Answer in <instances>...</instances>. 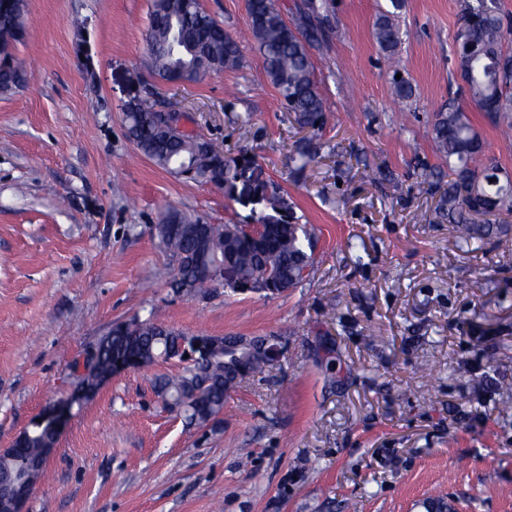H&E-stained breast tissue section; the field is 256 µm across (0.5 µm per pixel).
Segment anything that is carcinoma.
<instances>
[{
  "mask_svg": "<svg viewBox=\"0 0 512 512\" xmlns=\"http://www.w3.org/2000/svg\"><path fill=\"white\" fill-rule=\"evenodd\" d=\"M390 2L393 10L379 14L373 37L382 50L393 54L401 43L394 17L403 0ZM459 11L457 62L463 84L432 120L435 149L448 159V181L440 172H429L436 176L439 190L435 214L454 225L462 239L492 240L502 251L512 252L508 230L493 221L498 215L512 214V178L499 176L498 162L485 150L464 105L466 100L473 102L503 134L512 136V53L503 47L512 18L499 0H460ZM27 22V0H18L13 12L0 15V33L19 43ZM247 26L281 104L293 113L298 128L308 132L295 146L297 170L302 171L319 156L313 137L330 119L309 52L322 31L316 26L304 32L292 29L275 0H248ZM146 42L151 72L165 81L193 83L198 81V64L221 72L239 67L242 61L238 41L224 32L200 0H152ZM26 82V66L15 53L0 57L1 93H15ZM124 121L129 139L156 167L179 180L223 188L229 200L249 210L248 223L263 226L259 237L250 239L237 224H208L177 209L167 211L156 226V237L170 257L169 286L175 294L209 295L215 283L207 271L221 265L229 268L241 288L262 284L271 289L267 297L304 281L313 262L312 240L292 203L253 156L230 157L199 135L175 130L171 115L157 108L149 90L125 103ZM245 183L250 190L244 195ZM190 339L186 332L151 319L117 324L87 359L81 382L91 384L115 375L120 363L134 369L178 359L187 366L176 376L160 378L159 392L183 411L189 424H207L223 411L226 388L262 372L266 364L256 350L235 346L232 336L218 337L224 346L206 353L193 350ZM189 352L192 356L185 357Z\"/></svg>",
  "mask_w": 512,
  "mask_h": 512,
  "instance_id": "1",
  "label": "carcinoma"
}]
</instances>
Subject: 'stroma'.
Masks as SVG:
<instances>
[{
  "mask_svg": "<svg viewBox=\"0 0 512 512\" xmlns=\"http://www.w3.org/2000/svg\"><path fill=\"white\" fill-rule=\"evenodd\" d=\"M310 49L334 145L304 173L298 134L244 38L247 0H201L240 37L239 68L158 84L189 127L248 152L312 231L314 265L267 298L168 288L167 210L241 224L211 184L154 166L125 133L149 79L151 0H28L25 87L0 94V449L69 398L112 325L277 336L279 361L231 391L217 427L164 405L160 362L74 404L27 512H512V253L426 223L446 170L431 118L458 88L459 0H404L400 69L372 36L389 0H312ZM413 97L400 102L394 73Z\"/></svg>",
  "mask_w": 512,
  "mask_h": 512,
  "instance_id": "stroma-1",
  "label": "stroma"
}]
</instances>
